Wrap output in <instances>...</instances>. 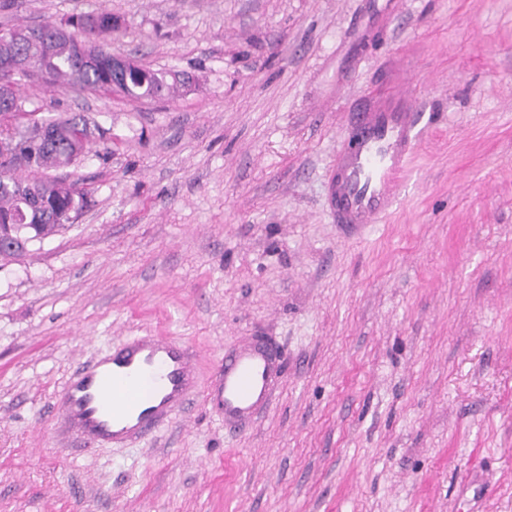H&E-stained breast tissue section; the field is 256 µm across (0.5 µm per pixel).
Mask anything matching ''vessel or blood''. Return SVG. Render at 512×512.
Returning <instances> with one entry per match:
<instances>
[{"mask_svg":"<svg viewBox=\"0 0 512 512\" xmlns=\"http://www.w3.org/2000/svg\"><path fill=\"white\" fill-rule=\"evenodd\" d=\"M420 114L413 95L378 86L349 127L346 147L330 171L336 223L360 228L392 209L417 141ZM284 356L271 340L225 352L208 398L226 428L253 425L270 404L284 373ZM197 387L193 353L164 336H126L111 355L86 364L61 387L57 419L84 446L123 447L186 409Z\"/></svg>","mask_w":512,"mask_h":512,"instance_id":"1","label":"vessel or blood"}]
</instances>
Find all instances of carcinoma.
Masks as SVG:
<instances>
[{"mask_svg":"<svg viewBox=\"0 0 512 512\" xmlns=\"http://www.w3.org/2000/svg\"><path fill=\"white\" fill-rule=\"evenodd\" d=\"M69 28V36L58 39L52 52L43 43L28 37L30 26L17 25L0 33V57L17 56L23 62V77H39L59 89L93 88L112 90V56L98 42L89 46L98 55L97 65L83 71L73 66L74 41L86 38L87 31L96 35L109 34L119 27L110 12L97 15L72 17L64 22H47L43 28L51 32ZM189 77H180L178 70H152L141 66L130 69L122 91L131 99L166 97L187 86ZM24 104L17 94L10 99L0 97V158L13 151V146L35 139L40 124L30 121L25 125L16 122L18 113L14 103ZM62 123L67 131L59 134L50 144L28 147L26 162L11 168H0V224H13L17 233L35 240H42L68 224L69 216H78L87 204L83 189L76 184L65 185L51 177L37 173L68 166L89 152L90 139L84 136L86 121L72 115ZM19 169L36 174L34 178L16 175Z\"/></svg>","mask_w":512,"mask_h":512,"instance_id":"carcinoma-1","label":"carcinoma"}]
</instances>
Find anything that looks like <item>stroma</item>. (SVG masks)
I'll list each match as a JSON object with an SVG mask.
<instances>
[{
  "instance_id": "obj_1",
  "label": "stroma",
  "mask_w": 512,
  "mask_h": 512,
  "mask_svg": "<svg viewBox=\"0 0 512 512\" xmlns=\"http://www.w3.org/2000/svg\"><path fill=\"white\" fill-rule=\"evenodd\" d=\"M100 11L107 50L196 84L18 86L97 130L59 172L88 207L0 259V512H512V0H0V29ZM383 82L423 136L350 234L329 169ZM136 333L192 347L201 392L80 447L54 396ZM253 336L287 369L232 432L202 391ZM180 74L178 70H152L135 66L130 69L122 91L136 100L171 96L190 82L185 73L183 78Z\"/></svg>"
}]
</instances>
